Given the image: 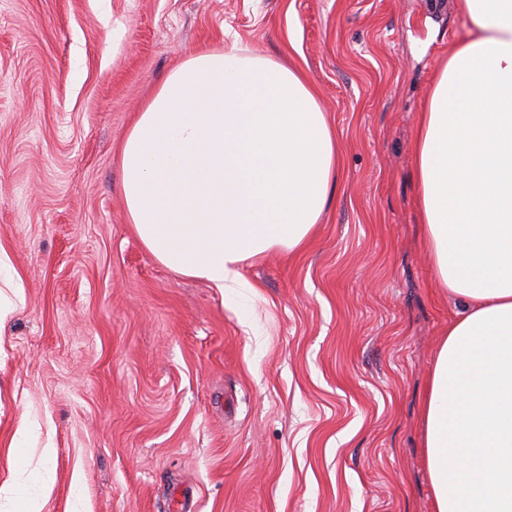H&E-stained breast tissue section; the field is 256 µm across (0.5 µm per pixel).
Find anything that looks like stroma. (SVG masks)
<instances>
[{
	"label": "stroma",
	"instance_id": "stroma-1",
	"mask_svg": "<svg viewBox=\"0 0 512 512\" xmlns=\"http://www.w3.org/2000/svg\"><path fill=\"white\" fill-rule=\"evenodd\" d=\"M457 0H0V512H433L422 410L457 304L416 208V121ZM300 68L339 142L309 244L221 293L126 218L120 145L200 50ZM33 431L24 454L12 439ZM52 447L51 457L41 450Z\"/></svg>",
	"mask_w": 512,
	"mask_h": 512
}]
</instances>
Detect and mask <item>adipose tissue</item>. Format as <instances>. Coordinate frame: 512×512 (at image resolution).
<instances>
[{
  "label": "adipose tissue",
  "instance_id": "ef3b65f1",
  "mask_svg": "<svg viewBox=\"0 0 512 512\" xmlns=\"http://www.w3.org/2000/svg\"><path fill=\"white\" fill-rule=\"evenodd\" d=\"M469 24L418 116L416 205L461 304L422 414L435 512H512V0H458ZM129 224L163 266L222 292L249 259L309 241L338 141L302 72L204 51L173 69L120 148Z\"/></svg>",
  "mask_w": 512,
  "mask_h": 512
}]
</instances>
